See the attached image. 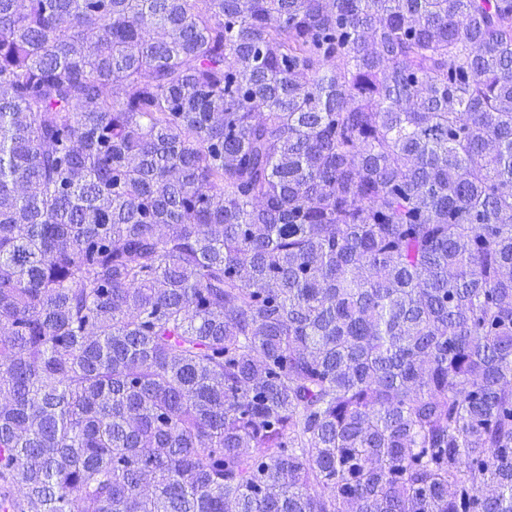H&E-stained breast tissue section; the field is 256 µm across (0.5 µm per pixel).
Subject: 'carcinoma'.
<instances>
[{
	"instance_id": "obj_1",
	"label": "carcinoma",
	"mask_w": 512,
	"mask_h": 512,
	"mask_svg": "<svg viewBox=\"0 0 512 512\" xmlns=\"http://www.w3.org/2000/svg\"><path fill=\"white\" fill-rule=\"evenodd\" d=\"M12 512H512V0H0Z\"/></svg>"
}]
</instances>
